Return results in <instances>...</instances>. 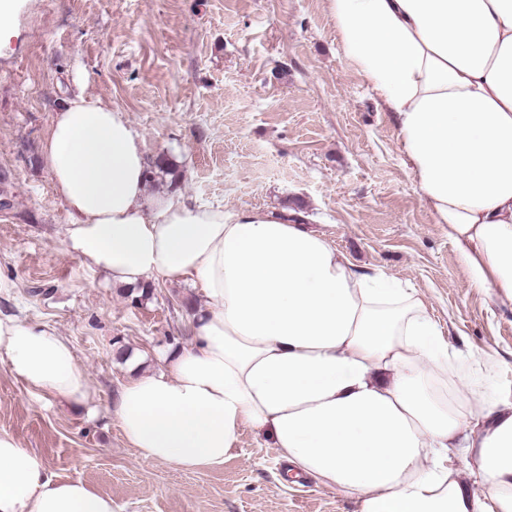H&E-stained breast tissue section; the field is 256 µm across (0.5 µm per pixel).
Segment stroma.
Segmentation results:
<instances>
[{
  "label": "stroma",
  "instance_id": "stroma-1",
  "mask_svg": "<svg viewBox=\"0 0 512 512\" xmlns=\"http://www.w3.org/2000/svg\"><path fill=\"white\" fill-rule=\"evenodd\" d=\"M83 93L123 110L148 161L149 189L202 205L288 211L355 266L413 289L454 357L494 356L489 380L512 402V306L474 287L448 227L423 203L397 136L346 56L327 0H18L0 43V316L69 340L91 382L87 408L31 393L0 364V433L55 477L110 496L115 512H354L309 477L289 479L277 449L250 428L222 467L147 463L111 408L130 372L187 343L199 285L158 280L134 302L65 249L67 209L40 147L55 110Z\"/></svg>",
  "mask_w": 512,
  "mask_h": 512
}]
</instances>
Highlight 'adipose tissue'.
<instances>
[{
	"label": "adipose tissue",
	"instance_id": "1",
	"mask_svg": "<svg viewBox=\"0 0 512 512\" xmlns=\"http://www.w3.org/2000/svg\"><path fill=\"white\" fill-rule=\"evenodd\" d=\"M337 37L392 112L421 197L473 286L512 306V0H328ZM41 160L64 202L69 254L115 285L199 283L207 308L160 368L134 367L114 415L147 462L223 465L241 427L356 512H512V403L436 386L450 353L414 292L357 269L324 234L253 208L149 192L144 141L118 109L76 94ZM0 362L31 392L87 405L69 341L0 317ZM461 455L464 468L451 466ZM0 512H115L0 433Z\"/></svg>",
	"mask_w": 512,
	"mask_h": 512
}]
</instances>
